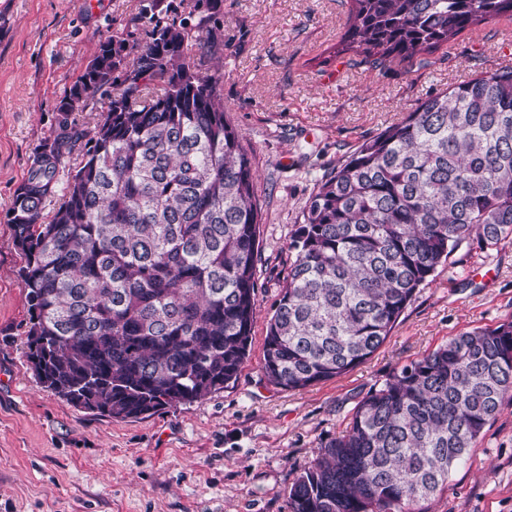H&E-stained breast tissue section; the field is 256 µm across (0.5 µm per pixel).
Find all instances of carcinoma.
Returning <instances> with one entry per match:
<instances>
[{
    "label": "carcinoma",
    "instance_id": "obj_1",
    "mask_svg": "<svg viewBox=\"0 0 512 512\" xmlns=\"http://www.w3.org/2000/svg\"><path fill=\"white\" fill-rule=\"evenodd\" d=\"M349 2L336 55L381 67H426L462 32L512 20V0ZM221 3L141 0L147 41L99 43L14 194L27 360L77 409L148 418L224 389L249 355L253 172L224 119V71L195 60L218 45ZM96 100L89 129L73 113ZM471 237L512 239L511 64L427 97L316 184L268 322L265 377L296 391L365 362ZM511 390L512 322L395 369L320 443L290 512H419Z\"/></svg>",
    "mask_w": 512,
    "mask_h": 512
}]
</instances>
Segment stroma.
I'll return each instance as SVG.
<instances>
[{
    "mask_svg": "<svg viewBox=\"0 0 512 512\" xmlns=\"http://www.w3.org/2000/svg\"><path fill=\"white\" fill-rule=\"evenodd\" d=\"M139 0H0V512H289L288 492L321 441L395 368L477 327L512 321V240L462 244L348 373L299 391L265 378L267 321L288 278L289 243L318 180L429 95L512 63V20L458 35L429 67L337 60L344 0H224L227 119L239 130L261 210L249 358L237 380L145 419L81 411L44 388L25 356L24 260L9 210L55 107L100 38L145 40ZM422 512H512V394Z\"/></svg>",
    "mask_w": 512,
    "mask_h": 512,
    "instance_id": "35a3bbf8",
    "label": "stroma"
}]
</instances>
